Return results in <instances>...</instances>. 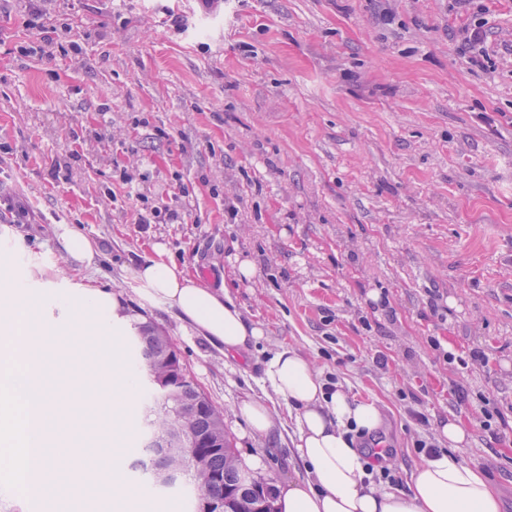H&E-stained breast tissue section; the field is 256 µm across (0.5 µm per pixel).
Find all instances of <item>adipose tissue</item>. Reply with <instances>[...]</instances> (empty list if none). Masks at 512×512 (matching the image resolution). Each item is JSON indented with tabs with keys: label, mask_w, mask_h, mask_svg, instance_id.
<instances>
[{
	"label": "adipose tissue",
	"mask_w": 512,
	"mask_h": 512,
	"mask_svg": "<svg viewBox=\"0 0 512 512\" xmlns=\"http://www.w3.org/2000/svg\"><path fill=\"white\" fill-rule=\"evenodd\" d=\"M134 272L149 300L176 310L224 354L245 350L263 329L248 321L226 295L211 288L168 258L162 245ZM265 375L275 392L296 409L298 443L309 477L278 486L280 512H502L494 485L458 452L468 434L455 420L444 422L441 434L448 450L424 456L408 480L407 491L380 490L368 483L365 459L354 448L350 429L376 430L378 406L330 389L312 362L287 347L269 361Z\"/></svg>",
	"instance_id": "1"
}]
</instances>
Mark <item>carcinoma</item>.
<instances>
[{
	"mask_svg": "<svg viewBox=\"0 0 512 512\" xmlns=\"http://www.w3.org/2000/svg\"><path fill=\"white\" fill-rule=\"evenodd\" d=\"M131 357L134 371L143 373L151 389L142 409L143 440L140 457L132 468L153 489L154 472L169 467L179 458L182 460V475L179 481L192 484L198 491L195 512H201L206 499H228L235 512H251L249 504L256 501V492L251 488L241 462L231 445L224 438L222 448H198L199 462L182 448L164 446L163 434L181 422L188 436L203 440L210 436L218 425L224 424V410L217 407L200 389L180 362V357L171 337L151 322L131 320Z\"/></svg>",
	"mask_w": 512,
	"mask_h": 512,
	"instance_id": "carcinoma-1",
	"label": "carcinoma"
}]
</instances>
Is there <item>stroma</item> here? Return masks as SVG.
<instances>
[{
	"mask_svg": "<svg viewBox=\"0 0 512 512\" xmlns=\"http://www.w3.org/2000/svg\"><path fill=\"white\" fill-rule=\"evenodd\" d=\"M485 5L481 67L460 49L474 9L457 0H48L45 25L67 31L50 60L19 52L42 32L19 0H0V225L43 278L110 289L163 328L256 474L308 476L296 410L265 376L292 346L377 404L399 481L422 459L416 440L461 419L462 457L512 512V0ZM144 204L186 221L136 223ZM58 224L95 242V265L58 258ZM156 244L225 288L264 337L227 356L147 299L134 272ZM243 259L254 275L241 281ZM476 348L486 366L447 359ZM480 393L500 410V439L481 426ZM247 398L269 405V435L235 413ZM69 430L80 452L139 456V432L105 414L76 412ZM196 499L188 485L141 487L124 509L193 512ZM0 512L113 507L0 488Z\"/></svg>",
	"mask_w": 512,
	"mask_h": 512,
	"instance_id": "1",
	"label": "stroma"
}]
</instances>
